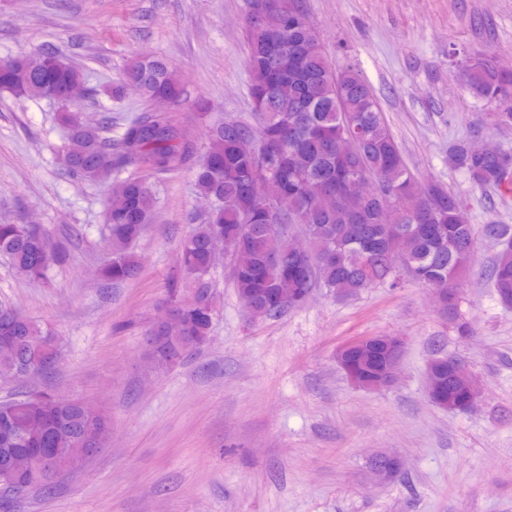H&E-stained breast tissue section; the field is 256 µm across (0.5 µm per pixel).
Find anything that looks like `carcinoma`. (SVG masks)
I'll return each instance as SVG.
<instances>
[{
  "instance_id": "carcinoma-1",
  "label": "carcinoma",
  "mask_w": 512,
  "mask_h": 512,
  "mask_svg": "<svg viewBox=\"0 0 512 512\" xmlns=\"http://www.w3.org/2000/svg\"><path fill=\"white\" fill-rule=\"evenodd\" d=\"M244 27L250 97L257 123L237 118L211 117L199 104L205 124L202 137L183 128L177 111L144 112L125 124L117 136L109 122L88 126L67 110V96L84 84L80 70L56 51L23 52L0 60V90L19 97L43 98L66 107L60 114L69 145L62 158L65 169L79 179L107 188L105 241L108 257L99 267L101 280L119 285L137 277L141 261L134 251L156 213L157 197L148 176L189 167L198 192L212 201L181 242L177 267L186 274L171 280L167 303L180 322L169 327L149 326L157 337L159 367L180 364L208 341L215 293L212 273L217 254L231 263L236 295L252 318L276 319L293 308L292 296L324 288L338 298H350L368 288L399 284L400 271L415 272L429 286L455 288L459 274L475 261L474 229L462 200L442 187H419L392 132L384 120L370 85L351 67L335 71L327 62L319 36L299 0H246ZM288 19L283 56L288 63L286 90L270 83L276 62L267 42L269 30ZM470 93L498 101L507 111L492 119L512 126V70L489 56L466 66ZM126 79L141 96L151 100L164 93L174 106L183 101L177 75L160 58L134 60ZM354 138V152L342 149ZM204 143H199V139ZM271 156L273 169L263 176V195L249 185L257 175V161ZM448 156L477 188L502 189L512 183V151L480 150L462 140ZM128 166L144 172L119 178ZM375 180L378 193L355 205L345 203L353 179ZM420 194L412 212L393 208L396 198ZM303 229L308 252L300 257L288 251L285 233ZM484 234L498 250L488 281L499 302L512 308V227L490 222ZM0 254L12 262L15 273L30 282L47 278L65 252L48 232L35 224H0ZM280 265L299 259L311 263L313 274L299 286L267 269L271 256ZM0 376L34 379L51 373L55 364L42 363L45 348L60 358L56 337L39 322L14 311L0 310ZM369 385L385 379L389 353L370 341L355 353ZM465 386L446 364L432 376L431 398L457 400ZM93 430L103 448L111 433L108 416L89 412L79 400L62 402L46 391H25L0 401V470L14 456L44 458L50 469L18 483L8 497L14 500L30 489L52 492L57 476L74 466L66 448L52 439H73Z\"/></svg>"
}]
</instances>
